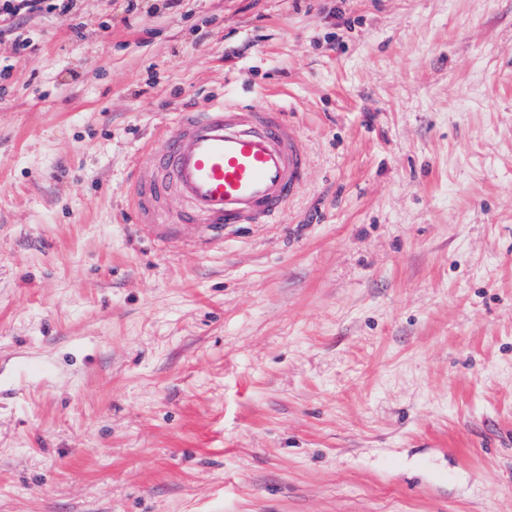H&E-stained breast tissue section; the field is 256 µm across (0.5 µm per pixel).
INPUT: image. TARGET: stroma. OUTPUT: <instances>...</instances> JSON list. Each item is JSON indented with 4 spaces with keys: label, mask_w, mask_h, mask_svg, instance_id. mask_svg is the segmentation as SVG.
Masks as SVG:
<instances>
[{
    "label": "stroma",
    "mask_w": 512,
    "mask_h": 512,
    "mask_svg": "<svg viewBox=\"0 0 512 512\" xmlns=\"http://www.w3.org/2000/svg\"><path fill=\"white\" fill-rule=\"evenodd\" d=\"M77 0L0 29V512H512V0ZM305 180L169 242L177 107ZM130 201L139 224L156 223V202L174 190L188 210L171 224H206L202 251L224 244V224H266L295 196L308 156L299 129L275 106L214 102L177 112L147 146Z\"/></svg>",
    "instance_id": "1"
}]
</instances>
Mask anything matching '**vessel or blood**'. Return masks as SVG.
<instances>
[{"mask_svg": "<svg viewBox=\"0 0 512 512\" xmlns=\"http://www.w3.org/2000/svg\"><path fill=\"white\" fill-rule=\"evenodd\" d=\"M146 149L130 201L138 223L156 221L155 205L175 191L188 205L176 224H202L201 250L223 245L228 224H265L295 196L308 156L298 128L275 106L214 102L176 113Z\"/></svg>", "mask_w": 512, "mask_h": 512, "instance_id": "b4317fda", "label": "vessel or blood"}]
</instances>
